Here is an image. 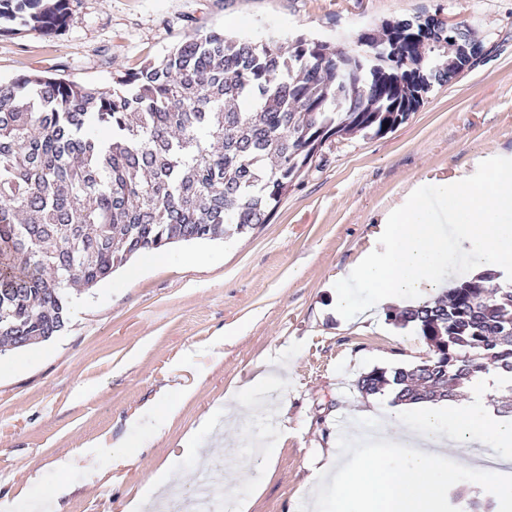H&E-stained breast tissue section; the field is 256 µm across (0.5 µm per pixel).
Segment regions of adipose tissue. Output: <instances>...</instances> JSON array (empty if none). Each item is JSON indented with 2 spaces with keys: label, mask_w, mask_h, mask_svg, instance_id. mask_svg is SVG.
<instances>
[{
  "label": "adipose tissue",
  "mask_w": 512,
  "mask_h": 512,
  "mask_svg": "<svg viewBox=\"0 0 512 512\" xmlns=\"http://www.w3.org/2000/svg\"><path fill=\"white\" fill-rule=\"evenodd\" d=\"M449 205L455 221L448 225L417 196L396 210L383 227L384 250H366L337 277V313L361 314L359 293L376 308L426 303L447 287L448 270L472 256L480 257L481 270L512 278V171L455 186ZM511 384V377L492 371L474 378L466 397L397 405L373 437L381 455L358 467H340V455L327 454L314 474L336 476L330 512H446L447 448L479 440L501 458H512V418L487 403L490 394Z\"/></svg>",
  "instance_id": "ef3b65f1"
}]
</instances>
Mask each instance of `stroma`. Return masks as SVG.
<instances>
[{
	"label": "stroma",
	"instance_id": "stroma-1",
	"mask_svg": "<svg viewBox=\"0 0 512 512\" xmlns=\"http://www.w3.org/2000/svg\"><path fill=\"white\" fill-rule=\"evenodd\" d=\"M438 16L481 24L474 66L436 84L422 106L381 137L328 142L282 198L269 223L219 241L176 243L137 279L117 270L75 294L50 341L0 356V512H127L161 469L184 491L209 479L248 512H310L316 460L344 446L349 413L374 369L411 367L431 353L417 329L380 311L366 321L334 314L339 273L368 248L410 194L448 217L436 182L462 184L512 170V0H70L57 35L0 21V81L50 71L111 89L186 36L219 28L257 42L296 36L353 42L370 25ZM287 369L258 393L249 383L270 356ZM192 390L157 429L150 402ZM194 437L200 455L181 451ZM144 441L113 470L108 443ZM480 450L448 453V510L497 496L495 480L466 473ZM77 456L59 474L55 463Z\"/></svg>",
	"mask_w": 512,
	"mask_h": 512
}]
</instances>
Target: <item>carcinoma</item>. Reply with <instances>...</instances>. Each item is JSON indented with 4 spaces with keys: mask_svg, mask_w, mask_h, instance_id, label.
Listing matches in <instances>:
<instances>
[{
    "mask_svg": "<svg viewBox=\"0 0 512 512\" xmlns=\"http://www.w3.org/2000/svg\"><path fill=\"white\" fill-rule=\"evenodd\" d=\"M69 0H0L49 36ZM452 63L422 59L445 40L434 17L396 21L388 60L303 36L288 54L221 29L185 37L162 59L102 91L41 74L0 82V344L45 342L68 321L71 290L96 287L133 256L176 242L219 240L269 222L309 154L337 134L383 136L429 92L470 68L483 39L454 27ZM387 129H382L384 123ZM484 273L434 302L388 315L436 348L423 368L374 369L368 394L437 401L473 367L512 375V282Z\"/></svg>",
    "mask_w": 512,
    "mask_h": 512,
    "instance_id": "1",
    "label": "carcinoma"
}]
</instances>
